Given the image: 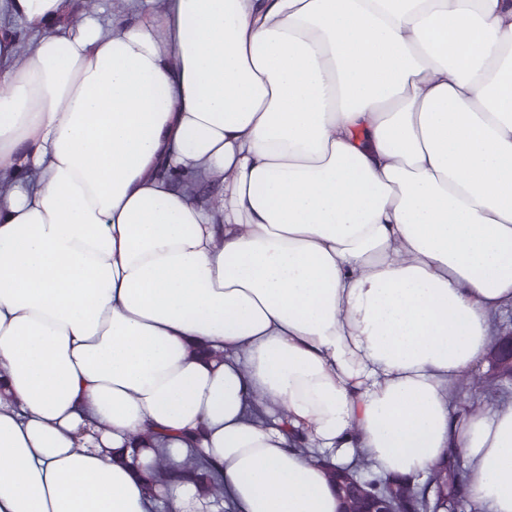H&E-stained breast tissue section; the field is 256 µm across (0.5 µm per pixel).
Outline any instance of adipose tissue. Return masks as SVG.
<instances>
[{"instance_id": "adipose-tissue-1", "label": "adipose tissue", "mask_w": 512, "mask_h": 512, "mask_svg": "<svg viewBox=\"0 0 512 512\" xmlns=\"http://www.w3.org/2000/svg\"><path fill=\"white\" fill-rule=\"evenodd\" d=\"M0 0V512H338L462 451L512 304V0ZM219 184L218 201L200 183ZM203 430L224 496L152 498ZM512 331V306H508L505 308H501L499 311L495 313L492 320L491 326V336H494L497 332H500L498 336L494 339L490 347L489 354L494 353L497 350L498 345L503 339V336L506 334H502L501 332ZM498 356H506L509 360L512 357V339L507 337L501 346L500 351H496Z\"/></svg>"}]
</instances>
